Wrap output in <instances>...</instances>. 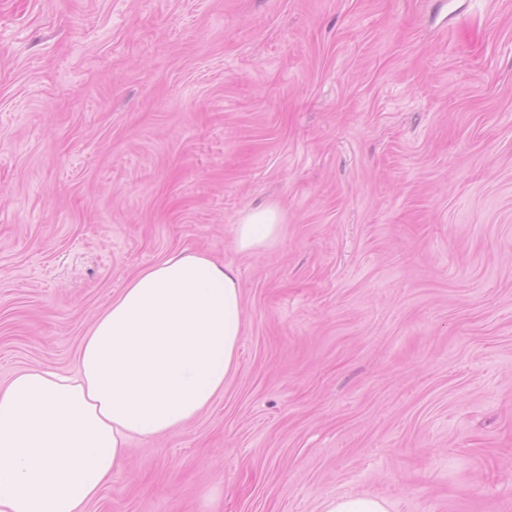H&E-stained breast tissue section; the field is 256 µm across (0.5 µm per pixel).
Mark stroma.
Returning a JSON list of instances; mask_svg holds the SVG:
<instances>
[{"mask_svg":"<svg viewBox=\"0 0 512 512\" xmlns=\"http://www.w3.org/2000/svg\"><path fill=\"white\" fill-rule=\"evenodd\" d=\"M182 250L237 368L86 512H512V0H0V384ZM281 230L282 217L275 204L250 208L234 226V245L241 253L256 254L276 244ZM321 512H391L390 504L383 498L363 493L334 496L324 499Z\"/></svg>","mask_w":512,"mask_h":512,"instance_id":"stroma-1","label":"stroma"}]
</instances>
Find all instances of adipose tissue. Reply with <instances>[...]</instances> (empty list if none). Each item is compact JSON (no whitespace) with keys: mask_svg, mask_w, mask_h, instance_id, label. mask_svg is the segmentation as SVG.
I'll use <instances>...</instances> for the list:
<instances>
[{"mask_svg":"<svg viewBox=\"0 0 512 512\" xmlns=\"http://www.w3.org/2000/svg\"><path fill=\"white\" fill-rule=\"evenodd\" d=\"M281 230L276 205L250 208L234 245L256 254ZM243 326L236 270L206 254L175 253L128 279L73 370L32 367L0 386V512H85L132 438L173 433L223 392Z\"/></svg>","mask_w":512,"mask_h":512,"instance_id":"adipose-tissue-1","label":"adipose tissue"}]
</instances>
